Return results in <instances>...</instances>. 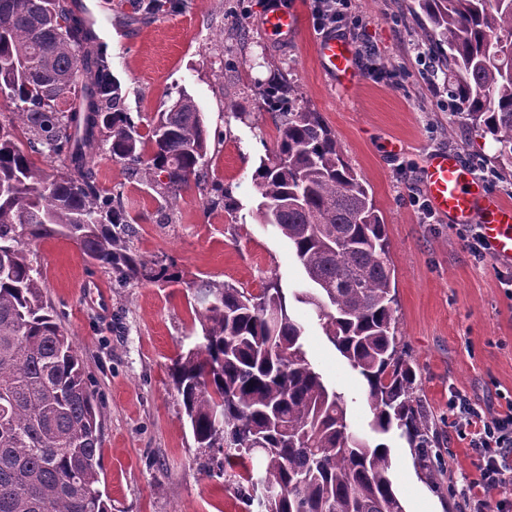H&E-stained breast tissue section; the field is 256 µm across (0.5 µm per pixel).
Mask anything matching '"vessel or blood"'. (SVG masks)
I'll return each instance as SVG.
<instances>
[{"mask_svg": "<svg viewBox=\"0 0 512 512\" xmlns=\"http://www.w3.org/2000/svg\"><path fill=\"white\" fill-rule=\"evenodd\" d=\"M263 28L270 36L285 38L296 32L298 17L290 10L275 8L266 14ZM316 54L337 87L347 91L358 85L356 50L348 39L323 37L316 43ZM422 181L433 209L448 223L481 225L491 253L512 259V206L490 194L458 154H429Z\"/></svg>", "mask_w": 512, "mask_h": 512, "instance_id": "b4317fda", "label": "vessel or blood"}]
</instances>
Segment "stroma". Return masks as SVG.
<instances>
[{
  "label": "stroma",
  "instance_id": "obj_1",
  "mask_svg": "<svg viewBox=\"0 0 512 512\" xmlns=\"http://www.w3.org/2000/svg\"><path fill=\"white\" fill-rule=\"evenodd\" d=\"M112 28L105 48L124 108L147 134L156 113L183 95L201 112L210 133L207 179L232 186L236 216L211 208L207 193L192 188L156 221L160 197L131 177L105 146L90 151L99 188L122 189L135 217L130 245L144 259L173 267L179 282L119 281L86 261L73 241L47 240L33 259L83 361L101 403L102 487L112 512H246L226 478L207 477L220 458L197 447L172 389L169 367L192 327L189 289L208 278L258 292L279 279L300 287L303 272L292 248L272 227L257 222L260 194L254 174L277 148L274 117L254 93L272 59L294 83L301 103L320 113L345 159L367 180L385 218L395 270L396 317L407 355L417 370L416 395L442 437L443 489H435L405 439L387 436L392 477L405 512H466L452 487L474 471L470 438L448 409L451 392L476 408L505 410L512 403V297L504 279L512 261L487 255L475 263L458 227L441 216L424 220L410 196L435 151L457 153L479 169L492 194L512 202V173L491 161L490 138L448 110L446 86L431 88L437 60L422 38L413 0H355L356 25L344 36L370 44L377 70L358 60L360 81L343 92L315 54L311 0H181L148 22L135 20L133 0H82ZM298 13L288 39L263 29L278 3ZM399 143L390 153L389 143ZM414 167L405 176L402 165ZM105 285L98 298L96 285ZM306 329L310 361L344 394L353 430L369 434L372 414L362 378L329 343L307 306H293Z\"/></svg>",
  "mask_w": 512,
  "mask_h": 512
}]
</instances>
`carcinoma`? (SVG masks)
Listing matches in <instances>:
<instances>
[{
	"label": "carcinoma",
	"mask_w": 512,
	"mask_h": 512,
	"mask_svg": "<svg viewBox=\"0 0 512 512\" xmlns=\"http://www.w3.org/2000/svg\"><path fill=\"white\" fill-rule=\"evenodd\" d=\"M414 5L443 53L448 95L512 167V0ZM96 39L76 0H0V92L25 104L16 122L0 123V512H112L100 488L98 397L31 259L32 246L65 238L122 281L146 272L121 191L100 192L88 149L109 144L167 207L206 185L209 133L194 101L179 98L143 137L107 57L90 49ZM256 89L279 117L276 154L255 172L256 216L288 240L307 277L293 299L366 383L372 432L399 433L430 462L437 434L415 396L370 186L296 86L271 76ZM35 155L65 160L64 171L46 174ZM213 190L211 207L239 209L229 190ZM192 313L200 329L173 359L171 383L197 447L243 468L234 494L245 508L260 484L259 512H404L389 446L352 430L278 279L256 294L202 280Z\"/></svg>",
	"instance_id": "1"
}]
</instances>
